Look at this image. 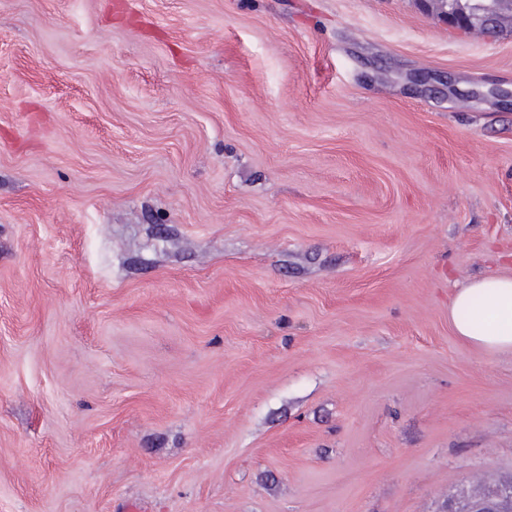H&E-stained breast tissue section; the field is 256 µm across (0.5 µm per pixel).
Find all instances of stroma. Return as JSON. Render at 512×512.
I'll return each mask as SVG.
<instances>
[{
  "mask_svg": "<svg viewBox=\"0 0 512 512\" xmlns=\"http://www.w3.org/2000/svg\"><path fill=\"white\" fill-rule=\"evenodd\" d=\"M512 28L424 0H0V512H441L512 476ZM431 7L437 16L443 18L448 9V16L443 19L449 26L461 30L478 29L490 37L500 31L503 14L498 7L486 0H464L454 3L448 0H431ZM449 317L456 336L483 353L512 351V273L479 276L456 288Z\"/></svg>",
  "mask_w": 512,
  "mask_h": 512,
  "instance_id": "obj_1",
  "label": "stroma"
}]
</instances>
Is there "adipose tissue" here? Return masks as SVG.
Masks as SVG:
<instances>
[{"label":"adipose tissue","instance_id":"1","mask_svg":"<svg viewBox=\"0 0 512 512\" xmlns=\"http://www.w3.org/2000/svg\"><path fill=\"white\" fill-rule=\"evenodd\" d=\"M449 317L456 336L483 353L512 351V273L479 276L456 289Z\"/></svg>","mask_w":512,"mask_h":512}]
</instances>
